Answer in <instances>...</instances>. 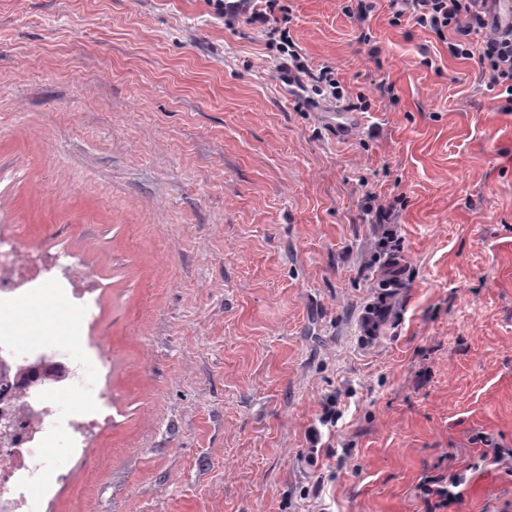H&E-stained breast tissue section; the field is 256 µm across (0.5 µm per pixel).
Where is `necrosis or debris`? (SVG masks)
<instances>
[{
  "label": "necrosis or debris",
  "instance_id": "4bbe7bcc",
  "mask_svg": "<svg viewBox=\"0 0 512 512\" xmlns=\"http://www.w3.org/2000/svg\"><path fill=\"white\" fill-rule=\"evenodd\" d=\"M51 281L68 301L93 312L101 286L95 270L81 257L49 244L28 247L17 234H0V512H39L32 486L50 491L69 474L67 463L49 457L58 435L69 438L73 450L86 447L98 425L112 420L108 394L88 383V363L106 369V347L88 342L75 356L70 337L59 342L20 341L15 308L40 295Z\"/></svg>",
  "mask_w": 512,
  "mask_h": 512
}]
</instances>
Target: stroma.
<instances>
[{
    "label": "stroma",
    "mask_w": 512,
    "mask_h": 512,
    "mask_svg": "<svg viewBox=\"0 0 512 512\" xmlns=\"http://www.w3.org/2000/svg\"><path fill=\"white\" fill-rule=\"evenodd\" d=\"M345 101L209 0H0V230L97 271L112 427L42 512H512V112L435 34L282 0ZM396 202L393 254L366 223ZM388 313L362 316L384 281ZM341 412L305 440L326 400ZM506 454L495 457V449ZM271 33L274 39L275 35L279 34L280 43H278V48L282 56L281 70L288 87L305 91L310 85L311 89L319 95L323 91H328L336 100L343 96L342 86L335 75V68L329 65H322L318 68L309 64L302 58L293 40L288 39V32H285V30H277ZM460 474L436 475L426 477L418 484L419 495L430 512H444L454 500L460 497V491L454 493L450 487L458 488L461 485ZM434 499V503L432 500Z\"/></svg>",
    "instance_id": "35a3bbf8"
}]
</instances>
